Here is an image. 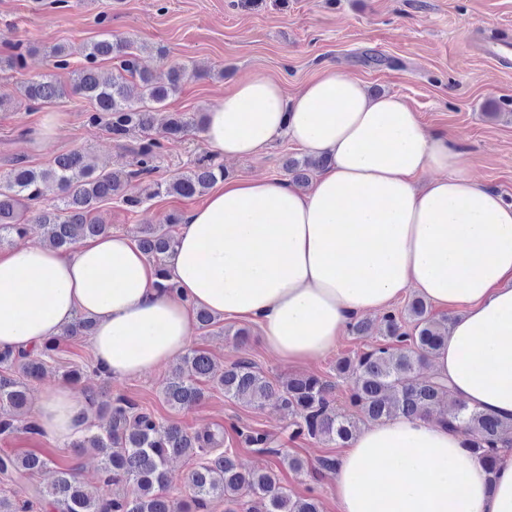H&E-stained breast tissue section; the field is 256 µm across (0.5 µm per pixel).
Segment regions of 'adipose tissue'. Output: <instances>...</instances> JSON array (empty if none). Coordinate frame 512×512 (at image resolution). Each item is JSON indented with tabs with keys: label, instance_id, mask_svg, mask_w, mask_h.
Returning a JSON list of instances; mask_svg holds the SVG:
<instances>
[{
	"label": "adipose tissue",
	"instance_id": "1",
	"mask_svg": "<svg viewBox=\"0 0 512 512\" xmlns=\"http://www.w3.org/2000/svg\"><path fill=\"white\" fill-rule=\"evenodd\" d=\"M214 153L238 159L279 137L327 155L311 189L284 179L221 184L184 217L159 277L136 241L108 232L69 251L44 244L0 257V346L40 347L77 314L96 321L97 367L134 378L182 354L195 311L253 321L266 347L302 364L323 358L348 322L413 292L458 309L430 359L454 400L512 418V202L487 189L448 137L407 102L372 96L331 67L287 95L255 75L204 114ZM81 387L48 389V439L85 431ZM340 512H512V450L487 478L461 429L395 416L360 430L336 461Z\"/></svg>",
	"mask_w": 512,
	"mask_h": 512
}]
</instances>
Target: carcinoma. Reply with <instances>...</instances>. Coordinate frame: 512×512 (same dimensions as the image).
I'll list each match as a JSON object with an SVG mask.
<instances>
[{
	"instance_id": "1",
	"label": "carcinoma",
	"mask_w": 512,
	"mask_h": 512,
	"mask_svg": "<svg viewBox=\"0 0 512 512\" xmlns=\"http://www.w3.org/2000/svg\"><path fill=\"white\" fill-rule=\"evenodd\" d=\"M145 51L146 47L123 39H102L76 51L59 43L50 45L46 52L52 67L69 71L70 85L47 74L23 83L21 93L30 105L40 106L64 97L70 88L93 103L89 121L103 123L112 139L120 141L136 131L147 133L154 123L148 104L164 103L191 74L184 67H172L167 82L161 83L143 65ZM76 53L84 63L73 69L71 58ZM104 60L115 64V74L110 77L99 69ZM130 78L141 87L140 104L127 96ZM201 126L200 119L172 113L160 137L139 143L136 170L99 171L81 151L59 154L46 168H12L0 178V245L13 237L29 235L35 223L50 245L67 251L82 240L109 231V225L94 214L103 201L117 198L137 209L162 192L185 198L204 194L224 179L223 166L200 163L165 185L149 186L143 193L133 186V179L152 173L153 162L166 142ZM328 161L327 157L303 162L293 159L286 164V171L292 175V182L299 184L304 179L302 165L324 167ZM50 184L58 190V203L50 210L27 215L29 203L40 200ZM180 223L181 216L169 214L159 224L143 226L138 239L140 250L163 280L160 287L167 292L175 288L167 275V259L177 244L171 226ZM406 315L413 323L412 331L405 330L399 317L389 312L380 320L379 335L384 344L338 362L337 371L352 383L353 414L336 412L330 399L331 384L316 376L295 377L276 388L247 358L218 372L211 358L199 350L190 351L176 365L164 386V400L172 408L194 405L203 397L199 382L213 379L231 400L249 405L273 403L292 419L298 435L348 446L362 423H381L396 415L426 416L450 396L448 386L438 377H419L422 363L448 339V318L432 314L421 298L408 303ZM95 328L93 318L81 315L63 335L91 336ZM56 349L55 338L47 340L37 354L0 348V434L15 431V423L28 404L30 382L44 372L46 359ZM102 408L107 414L106 425L87 431L72 442V447L89 449L101 457L105 486L128 481L135 487L134 494L94 498L70 471L62 470L51 486L37 490V495L50 501L57 512H192L213 500L236 504L246 495L263 501L264 512H320L316 498L290 496L280 486L275 471H243L235 456L222 450L223 437L216 433L191 434L174 424L160 426L150 414L139 411L134 402L123 397L104 401ZM444 421L467 433L468 448L484 466L488 482H493L499 448H512V418L502 419L455 402L445 412ZM177 456L200 459L190 475L191 499L179 506L164 494L170 482L168 461ZM47 465L48 460L37 454H4L0 456V475L7 482L24 486Z\"/></svg>"
}]
</instances>
